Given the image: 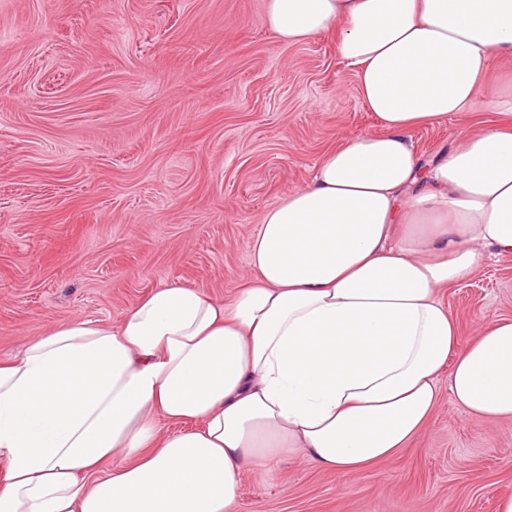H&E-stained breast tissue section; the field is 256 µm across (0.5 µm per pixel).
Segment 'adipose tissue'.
<instances>
[{"label": "adipose tissue", "mask_w": 512, "mask_h": 512, "mask_svg": "<svg viewBox=\"0 0 512 512\" xmlns=\"http://www.w3.org/2000/svg\"><path fill=\"white\" fill-rule=\"evenodd\" d=\"M266 20L335 31L380 132L266 212L230 300L163 286L118 328L61 322L0 362V512H238L242 474L295 450L339 475L396 456L444 370L471 416L512 424V318L464 342L441 298L512 254V127L431 164L408 137L512 63V0H267Z\"/></svg>", "instance_id": "1"}]
</instances>
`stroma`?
I'll list each match as a JSON object with an SVG mask.
<instances>
[{"instance_id": "35a3bbf8", "label": "stroma", "mask_w": 512, "mask_h": 512, "mask_svg": "<svg viewBox=\"0 0 512 512\" xmlns=\"http://www.w3.org/2000/svg\"><path fill=\"white\" fill-rule=\"evenodd\" d=\"M512 64L492 60L464 114L410 131L427 161L462 132L512 124ZM380 129L325 33L285 43L265 0H0V361L73 319L118 325L155 288L215 299L250 270L267 210L342 141ZM443 298L462 336L512 317V256ZM441 403L409 448L347 475L303 454L239 512H497L512 425Z\"/></svg>"}]
</instances>
